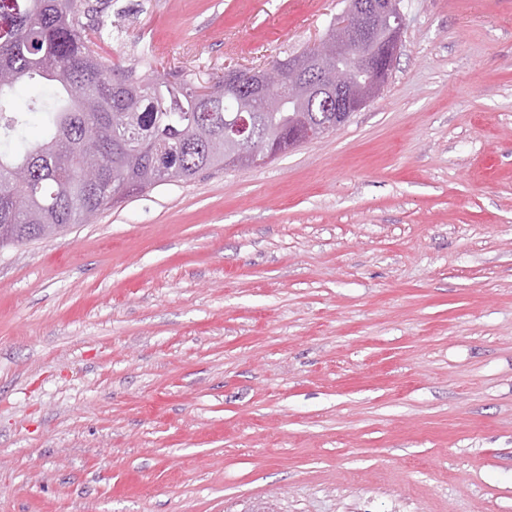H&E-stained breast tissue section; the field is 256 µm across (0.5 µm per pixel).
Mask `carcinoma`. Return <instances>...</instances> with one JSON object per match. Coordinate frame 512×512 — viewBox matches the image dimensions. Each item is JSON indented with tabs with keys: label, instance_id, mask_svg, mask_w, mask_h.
<instances>
[{
	"label": "carcinoma",
	"instance_id": "1",
	"mask_svg": "<svg viewBox=\"0 0 512 512\" xmlns=\"http://www.w3.org/2000/svg\"><path fill=\"white\" fill-rule=\"evenodd\" d=\"M89 0H0V247L19 245L84 223L123 200L167 182L188 183L212 168L246 167L224 152V127L240 97L224 77L192 73L178 82L140 77L99 52V27L84 22ZM390 28L381 16L376 53ZM52 88L22 107L21 84ZM44 134L29 137L34 115ZM321 102L287 101L280 112L252 113L253 145L270 163L323 125L345 123ZM162 145L157 159L153 148ZM95 167L87 185L82 168Z\"/></svg>",
	"mask_w": 512,
	"mask_h": 512
}]
</instances>
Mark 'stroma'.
<instances>
[{
    "label": "stroma",
    "instance_id": "35a3bbf8",
    "mask_svg": "<svg viewBox=\"0 0 512 512\" xmlns=\"http://www.w3.org/2000/svg\"><path fill=\"white\" fill-rule=\"evenodd\" d=\"M379 96L0 249V512H512V0H403ZM346 0H98L267 66Z\"/></svg>",
    "mask_w": 512,
    "mask_h": 512
}]
</instances>
